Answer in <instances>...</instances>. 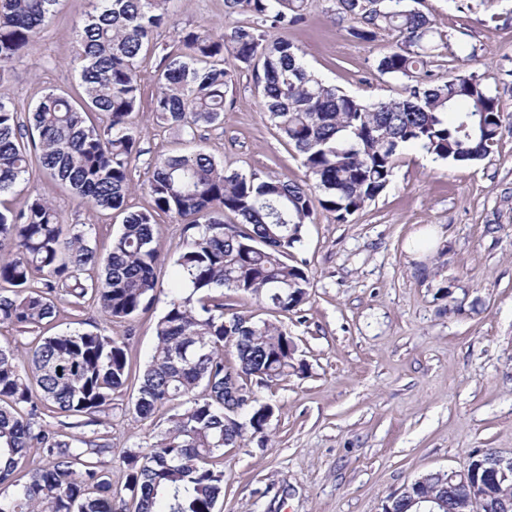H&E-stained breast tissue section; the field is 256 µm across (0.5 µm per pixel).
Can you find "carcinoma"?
Segmentation results:
<instances>
[{"label":"carcinoma","instance_id":"1","mask_svg":"<svg viewBox=\"0 0 512 512\" xmlns=\"http://www.w3.org/2000/svg\"><path fill=\"white\" fill-rule=\"evenodd\" d=\"M60 0H0V79L37 38ZM171 0H96L77 31L74 62L83 91L77 102L50 91L21 120L0 95V326L35 332L26 352L0 345V485L19 483V465L37 455L44 464L25 474L0 512H126L117 505L102 436L75 435L94 425L112 396L135 387L132 411L148 419L172 406L167 426L145 453L124 452L125 489L133 512H214L224 497V455L246 439L264 438L274 414L255 400L235 417L224 410V377L265 386L297 370V346L278 321L241 313L224 291L249 295L278 312L309 298L304 267L289 262L303 243L316 207L344 221L378 197L403 150L417 145L436 160L474 164L498 142V101L483 78L439 81L427 69L443 45L424 13L387 0H336L338 14L355 21L351 34L372 41L398 33L377 69L405 79L396 98L367 102L323 82L305 52L268 29L306 21L307 0H225L247 18L214 33L184 29L157 71L156 121L189 140L201 127L223 123L224 102L238 68L257 77L259 95L280 138L301 157L307 180L245 174L200 148L155 159L148 181L153 206L132 211L130 162L140 155L132 115L139 110L138 58L155 47L171 23ZM80 201L123 216L104 261L92 224H65L48 200L34 196L19 210L5 196L29 182L33 166ZM183 223L174 279L155 327L150 360L132 373L126 339L100 330L49 333L58 293L81 306L92 300L109 319L148 310L163 289L157 270L156 216ZM239 219L224 223V215ZM103 264L100 277L81 278ZM56 415L52 425L44 411ZM391 503L393 512H418L431 495L448 508L469 497L444 471ZM491 495L471 512H494L512 484H490Z\"/></svg>","mask_w":512,"mask_h":512}]
</instances>
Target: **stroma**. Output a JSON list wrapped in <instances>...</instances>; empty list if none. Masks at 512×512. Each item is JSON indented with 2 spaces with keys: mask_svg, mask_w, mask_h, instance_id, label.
I'll return each mask as SVG.
<instances>
[{
  "mask_svg": "<svg viewBox=\"0 0 512 512\" xmlns=\"http://www.w3.org/2000/svg\"><path fill=\"white\" fill-rule=\"evenodd\" d=\"M93 0H62L25 54L0 81L20 115L50 89L78 94L74 30ZM446 39L429 69L445 79L475 73L498 98L500 139L483 161L452 165L410 146L388 188L337 221L321 210L295 254L310 279V296L279 319L297 345L302 371L257 389L273 404L269 439L227 449L224 497L216 512H381L385 498L420 475L464 469L474 450L512 452V0H416ZM336 0H309L307 20L288 32L309 68L327 84L376 101L398 96L403 81L381 74L379 59L397 41L392 31L371 42L353 37ZM172 23L159 30L156 51L138 62L142 97L136 135L142 153L131 164L128 204L151 209L152 165L198 144L224 165L304 179L301 158L275 133L251 72H236L224 121L198 131L195 142L158 124L151 112L163 47L183 28L221 31L224 0H172ZM475 49V57L460 46ZM42 196L65 223L91 224L107 255L121 220L80 204L47 177L16 188L14 208ZM155 238L169 285L183 240L181 224L158 216ZM449 296H441V289ZM57 330L83 325L128 337L134 367L155 345L166 303L127 320H107L95 304L57 302ZM131 391L113 397L97 430L112 442V488L125 496L121 455L150 441L169 408L143 420Z\"/></svg>",
  "mask_w": 512,
  "mask_h": 512,
  "instance_id": "1",
  "label": "stroma"
}]
</instances>
